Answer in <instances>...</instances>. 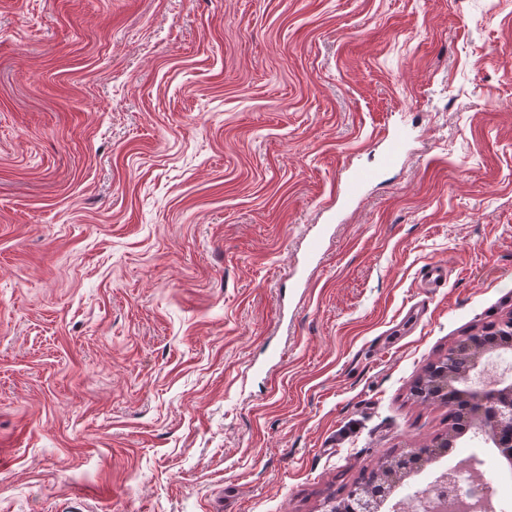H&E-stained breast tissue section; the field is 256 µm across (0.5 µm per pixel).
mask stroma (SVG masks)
I'll list each match as a JSON object with an SVG mask.
<instances>
[{
	"instance_id": "35a3bbf8",
	"label": "stroma",
	"mask_w": 512,
	"mask_h": 512,
	"mask_svg": "<svg viewBox=\"0 0 512 512\" xmlns=\"http://www.w3.org/2000/svg\"><path fill=\"white\" fill-rule=\"evenodd\" d=\"M511 311L512 0H0V512H318ZM406 138V133L403 129H397L391 135H387V141L382 154V166L384 168L393 167L400 162ZM379 176V171L371 168L356 167L348 171L340 189V195L346 202L362 197L364 189Z\"/></svg>"
}]
</instances>
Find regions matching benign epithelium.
Wrapping results in <instances>:
<instances>
[{
    "instance_id": "7a95c632",
    "label": "benign epithelium",
    "mask_w": 512,
    "mask_h": 512,
    "mask_svg": "<svg viewBox=\"0 0 512 512\" xmlns=\"http://www.w3.org/2000/svg\"><path fill=\"white\" fill-rule=\"evenodd\" d=\"M494 334L485 329L471 331L456 342L444 357L427 367V388L418 397L456 406L463 428L481 426L495 440L499 455L512 463V376L497 375L488 384L482 378L489 359L512 355V313L493 325ZM456 431L434 437L426 448H410L401 454L393 479L414 471L434 452L439 454L454 447ZM348 494L357 512H375L384 490L371 494L361 486H353Z\"/></svg>"
}]
</instances>
